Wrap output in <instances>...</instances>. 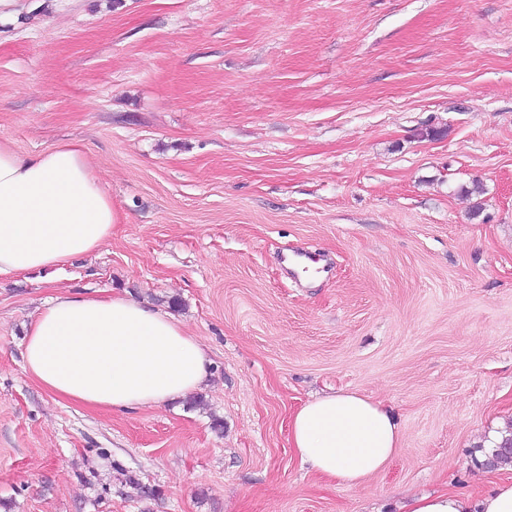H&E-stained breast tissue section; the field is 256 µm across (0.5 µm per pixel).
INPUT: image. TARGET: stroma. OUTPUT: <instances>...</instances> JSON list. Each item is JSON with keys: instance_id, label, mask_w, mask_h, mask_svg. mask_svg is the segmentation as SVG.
I'll return each instance as SVG.
<instances>
[{"instance_id": "obj_1", "label": "stroma", "mask_w": 512, "mask_h": 512, "mask_svg": "<svg viewBox=\"0 0 512 512\" xmlns=\"http://www.w3.org/2000/svg\"><path fill=\"white\" fill-rule=\"evenodd\" d=\"M70 140L122 220L0 275V512H397L512 476L475 464L512 427V0H9L0 143ZM64 290L174 310L207 386L132 412L45 391L23 345ZM340 389L403 437L353 488L288 444Z\"/></svg>"}]
</instances>
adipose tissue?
Instances as JSON below:
<instances>
[{"label":"adipose tissue","instance_id":"ef3b65f1","mask_svg":"<svg viewBox=\"0 0 512 512\" xmlns=\"http://www.w3.org/2000/svg\"><path fill=\"white\" fill-rule=\"evenodd\" d=\"M119 222L79 143L30 155L0 144V274L62 267L99 248ZM209 366L205 346L178 319L121 294H57L36 312L24 344V368L43 389L119 412L202 388ZM288 440L313 472L355 487L389 465L401 431L382 402L338 391L297 409ZM401 510L512 512V477L491 481L476 497L426 493Z\"/></svg>","mask_w":512,"mask_h":512}]
</instances>
